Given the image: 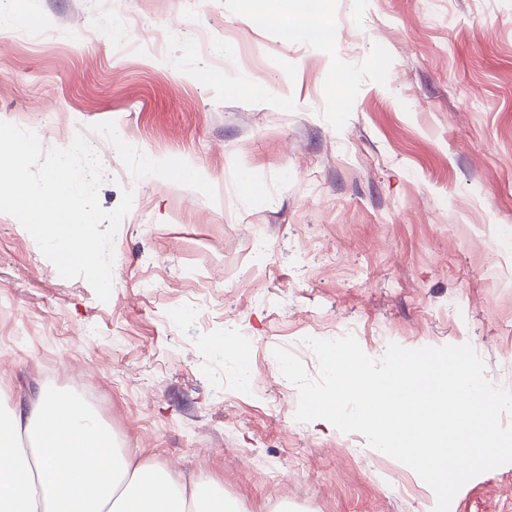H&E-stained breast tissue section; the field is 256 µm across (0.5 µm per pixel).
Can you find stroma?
Returning <instances> with one entry per match:
<instances>
[{"label":"stroma","instance_id":"35a3bbf8","mask_svg":"<svg viewBox=\"0 0 512 512\" xmlns=\"http://www.w3.org/2000/svg\"><path fill=\"white\" fill-rule=\"evenodd\" d=\"M324 9L331 42L284 41L240 0L0 6L15 15L0 120L42 127L47 149L83 134L101 206L134 194L105 303L0 214V412L42 386L90 387L120 447L220 481L241 512H433V490L361 434L297 424L273 350L348 324L374 358L383 331L471 345L512 389V0ZM339 71L354 76L342 93ZM184 165L196 180L174 176ZM238 324L247 385L213 352ZM449 512H512V464Z\"/></svg>","mask_w":512,"mask_h":512}]
</instances>
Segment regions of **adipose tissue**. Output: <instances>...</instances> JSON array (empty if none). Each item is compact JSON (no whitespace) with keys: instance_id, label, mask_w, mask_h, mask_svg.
Segmentation results:
<instances>
[{"instance_id":"obj_1","label":"adipose tissue","mask_w":512,"mask_h":512,"mask_svg":"<svg viewBox=\"0 0 512 512\" xmlns=\"http://www.w3.org/2000/svg\"><path fill=\"white\" fill-rule=\"evenodd\" d=\"M254 21L328 41L323 0H241ZM30 448H23L22 437ZM0 512H240L221 482L135 460L80 396L40 388L0 416Z\"/></svg>"}]
</instances>
